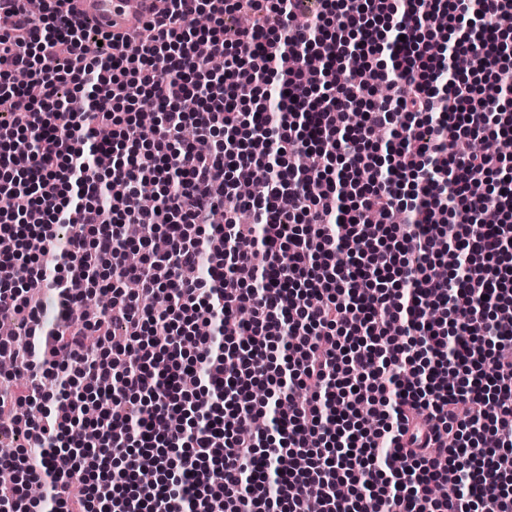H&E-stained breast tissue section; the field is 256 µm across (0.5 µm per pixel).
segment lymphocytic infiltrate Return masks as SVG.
<instances>
[{"instance_id": "f902f5d3", "label": "lymphocytic infiltrate", "mask_w": 512, "mask_h": 512, "mask_svg": "<svg viewBox=\"0 0 512 512\" xmlns=\"http://www.w3.org/2000/svg\"><path fill=\"white\" fill-rule=\"evenodd\" d=\"M305 2L167 0L115 43L0 0V320L26 326L0 337V506L512 512V164L473 148L512 129V0ZM381 54L378 98L346 61ZM279 342L288 389L256 400Z\"/></svg>"}]
</instances>
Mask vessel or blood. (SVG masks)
Masks as SVG:
<instances>
[{"label": "vessel or blood", "mask_w": 512, "mask_h": 512, "mask_svg": "<svg viewBox=\"0 0 512 512\" xmlns=\"http://www.w3.org/2000/svg\"><path fill=\"white\" fill-rule=\"evenodd\" d=\"M157 0H73L74 15L100 33L121 39L154 11Z\"/></svg>", "instance_id": "1"}]
</instances>
